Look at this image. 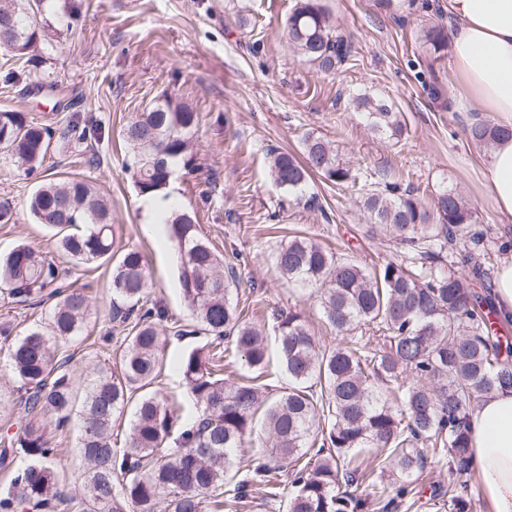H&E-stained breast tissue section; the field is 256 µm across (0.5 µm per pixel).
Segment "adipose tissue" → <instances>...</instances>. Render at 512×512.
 Returning <instances> with one entry per match:
<instances>
[{"mask_svg": "<svg viewBox=\"0 0 512 512\" xmlns=\"http://www.w3.org/2000/svg\"><path fill=\"white\" fill-rule=\"evenodd\" d=\"M448 11L457 22L450 57L460 101L478 102L507 132L494 144L485 176L499 215L512 220V0H448ZM467 430L491 512H512V390L482 398Z\"/></svg>", "mask_w": 512, "mask_h": 512, "instance_id": "adipose-tissue-1", "label": "adipose tissue"}]
</instances>
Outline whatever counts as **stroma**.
<instances>
[{"mask_svg":"<svg viewBox=\"0 0 512 512\" xmlns=\"http://www.w3.org/2000/svg\"><path fill=\"white\" fill-rule=\"evenodd\" d=\"M350 35L353 61L322 73L288 48L284 22L294 0H89L73 29L58 22L47 31L53 48L44 72L54 91L36 96L25 88L36 75L0 87V112L14 110L59 128L73 114L90 118L92 149L52 138L47 158L34 173L0 159V200L12 201L17 221L0 224V253L26 244L56 256L54 240L33 223L24 202L44 178L80 177L97 184L112 203V222L123 246L141 251L148 299L164 306V360L204 345L186 334L193 319L183 297L175 244L150 234L148 213L123 168L120 131L135 112L163 95L187 101L198 112L193 172H179L169 188L181 207L197 215V230L223 257H236L238 281L231 297L250 316L300 313L311 334L336 344L316 299L281 277L273 256L295 235H306L342 256L373 268L399 259L388 237L367 222L361 200L372 183L401 178L434 196L445 188L462 194L474 212L469 235L457 242L484 268L497 272L512 257V221L495 209L485 178L488 150L471 141L475 124H493L478 105L445 110L428 93L430 72L445 87L456 78L449 60L430 63L421 31L453 30L448 0H324ZM361 93L381 97L401 112L408 132L402 144L371 133L351 101ZM333 141L353 160L355 183L334 185L314 176L308 190L318 208L289 202L269 175L267 152L300 153L306 133ZM69 279L91 298L80 337L68 343L70 366L114 363L126 327L112 321L111 273L93 262L72 267ZM77 426L58 439L55 469L74 499L63 512H80Z\"/></svg>","mask_w":512,"mask_h":512,"instance_id":"obj_1","label":"stroma"}]
</instances>
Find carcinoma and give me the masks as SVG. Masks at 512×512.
I'll return each mask as SVG.
<instances>
[{
  "instance_id": "carcinoma-1",
  "label": "carcinoma",
  "mask_w": 512,
  "mask_h": 512,
  "mask_svg": "<svg viewBox=\"0 0 512 512\" xmlns=\"http://www.w3.org/2000/svg\"><path fill=\"white\" fill-rule=\"evenodd\" d=\"M51 0H0V20L11 24L14 43L0 47L11 84L38 73L48 61V3ZM288 48L323 71L346 63L351 42L323 0H296L285 21ZM429 58L448 52V33L431 26L423 34ZM370 129L400 142L406 125L393 104L361 96L353 99ZM198 113L165 95L137 112L121 130L139 196L166 189L179 169L195 158L187 135ZM476 142H494L497 127L470 128ZM52 130L21 112H0V154L34 172L42 167ZM269 172L280 190L308 208L309 175L344 186L355 180L354 167L330 141L308 133L302 159L268 152ZM164 219L168 238L180 253V283L204 346L178 357L171 369L185 381L195 411L178 422L167 400L152 389L161 372V323L165 310L145 301L147 272L142 253L117 246L112 207L95 186L80 178L48 180L27 200L36 224L55 230V247L74 265L102 261L111 267L112 321L132 323L118 363L95 364L75 374L71 357L60 355L80 335L91 301L86 292L56 284L60 269L53 258L26 244L0 254V289L24 303L50 289L54 299L46 322L21 334L0 324L14 378L7 401L19 431L0 449V466L24 461L11 486L0 493V512H57L65 496L51 467L56 432L69 422L78 392H83L78 448L84 512H239L258 491L278 496L281 469L289 464L292 494L286 512H395L414 488L409 478L430 458L445 460L448 479L438 497L448 512H471L464 478L473 463L469 417L484 396L512 389V344L502 339L501 318L485 284L482 263L470 252L448 269L444 252L474 223V213L454 189L441 191L432 206L419 188L386 180L368 193L363 208L373 226L384 230L404 251L369 271L305 236H294L274 255L280 275L316 294L326 323L342 337L331 347L311 335L298 313L273 317L274 354L289 379L276 395L260 379L269 362L265 326L244 316L229 298L224 264L198 235L195 214L173 204ZM383 333L379 346L359 344L360 334ZM253 373L238 381L221 376L223 340ZM136 399L129 436L112 447V420ZM262 417L269 457L245 470L233 487L235 449ZM378 491L371 499L357 492Z\"/></svg>"
}]
</instances>
